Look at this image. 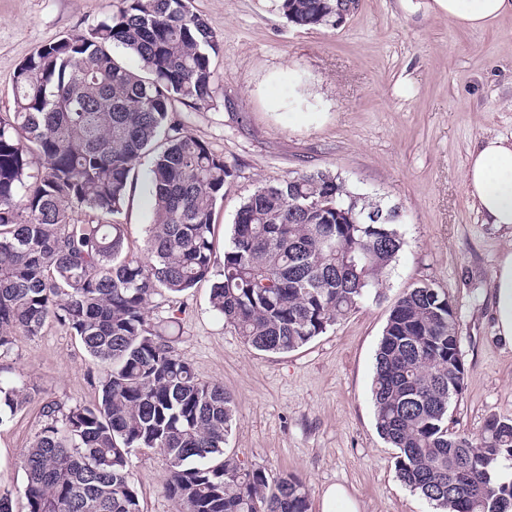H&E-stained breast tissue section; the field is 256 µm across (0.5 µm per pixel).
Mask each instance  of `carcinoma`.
Here are the masks:
<instances>
[{
    "mask_svg": "<svg viewBox=\"0 0 512 512\" xmlns=\"http://www.w3.org/2000/svg\"><path fill=\"white\" fill-rule=\"evenodd\" d=\"M107 22L38 48L16 69L14 110L0 113V355L52 321L94 364L97 401L42 400V427L22 452L26 512H142L130 457L158 449L177 512H309L310 489L226 454L235 407L224 384L199 380L150 323L160 293L213 280L211 307L245 344L287 353L381 296L402 249L395 212L330 172L263 184L237 211L214 271L217 203L233 170L193 136L175 104L210 103L215 33L191 0H117ZM336 0H281L288 22L314 28ZM120 45L148 76L112 54ZM151 157L147 258L125 252L115 220L129 179ZM457 312L448 293L414 284L391 305L374 364L378 434L395 471L433 512H512V419L477 436L452 431L464 391ZM0 379V425L28 403Z\"/></svg>",
    "mask_w": 512,
    "mask_h": 512,
    "instance_id": "obj_1",
    "label": "carcinoma"
}]
</instances>
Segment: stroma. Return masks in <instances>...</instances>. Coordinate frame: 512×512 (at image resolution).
Listing matches in <instances>:
<instances>
[{
	"label": "stroma",
	"mask_w": 512,
	"mask_h": 512,
	"mask_svg": "<svg viewBox=\"0 0 512 512\" xmlns=\"http://www.w3.org/2000/svg\"><path fill=\"white\" fill-rule=\"evenodd\" d=\"M116 0H0V113L12 111L13 75L42 45L106 21ZM215 33L213 99L181 109L188 132L222 154L234 175L216 208L223 255L236 213L257 186L330 171L349 188L397 207L404 245L383 295L289 353L258 352L212 310L209 283L154 297L152 322L206 381L221 382L236 415L227 454L272 477L295 474L310 512L342 485L359 512H431L396 477L395 450L377 433L371 386L375 353L394 300L426 280L457 309L465 390L454 427L479 434L491 416L512 418V346L497 336L491 286L512 227L484 223L466 195L468 153L483 138H512V16L461 28L433 0H357L336 26L300 28L280 0H192ZM149 162L134 176L118 220L125 248L145 254L153 221ZM74 336L48 323L16 336L0 355V378L23 381L37 399L0 426V491L25 512L21 452L41 428L42 399H95L103 376ZM143 512H176L163 489L159 451L133 452Z\"/></svg>",
	"instance_id": "obj_1"
}]
</instances>
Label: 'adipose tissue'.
Here are the masks:
<instances>
[{
    "instance_id": "obj_1",
    "label": "adipose tissue",
    "mask_w": 512,
    "mask_h": 512,
    "mask_svg": "<svg viewBox=\"0 0 512 512\" xmlns=\"http://www.w3.org/2000/svg\"><path fill=\"white\" fill-rule=\"evenodd\" d=\"M457 25L481 30L512 14V0H433ZM466 193L488 224L512 225V139L489 137L469 154ZM492 303L496 330L512 345V250L500 257L493 274Z\"/></svg>"
}]
</instances>
